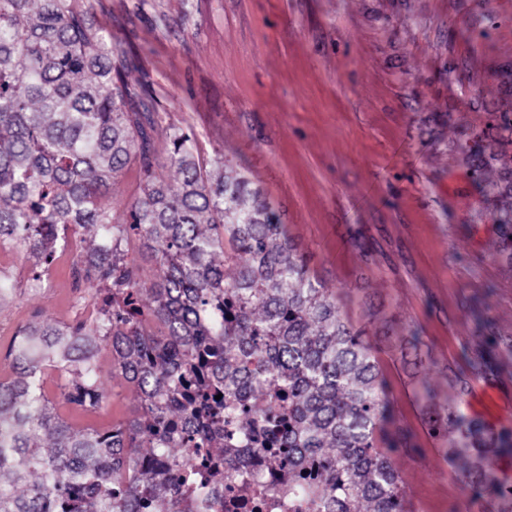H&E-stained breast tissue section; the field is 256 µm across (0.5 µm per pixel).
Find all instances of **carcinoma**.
Returning a JSON list of instances; mask_svg holds the SVG:
<instances>
[{
    "label": "carcinoma",
    "instance_id": "1",
    "mask_svg": "<svg viewBox=\"0 0 512 512\" xmlns=\"http://www.w3.org/2000/svg\"><path fill=\"white\" fill-rule=\"evenodd\" d=\"M159 109L140 56L75 0H0V246L34 261L39 288L79 234L88 251L76 278L94 286L85 304L94 314L27 326L9 345L0 512H175L183 491L243 478L238 444L259 423L269 424L263 451L288 474L276 492L293 512H404L391 454L414 445L379 366L385 349L460 480L486 490L495 512H512L495 468L512 455V430L462 411L468 379L432 383L431 348L376 289L361 299L371 330L346 319L279 211L224 155L204 165L192 137L172 129L176 176H159ZM455 150L497 224L493 256L512 269V113H487ZM131 164L141 195L111 215L99 200ZM132 236L154 252L149 287L122 250ZM15 291L0 270V307ZM101 341L138 403L107 430L76 428L58 408L103 411ZM467 364L471 377L486 374L482 345ZM191 448L222 454L224 469L187 466ZM155 467L173 484L147 493Z\"/></svg>",
    "mask_w": 512,
    "mask_h": 512
}]
</instances>
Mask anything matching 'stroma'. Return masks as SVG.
Instances as JSON below:
<instances>
[{
	"mask_svg": "<svg viewBox=\"0 0 512 512\" xmlns=\"http://www.w3.org/2000/svg\"><path fill=\"white\" fill-rule=\"evenodd\" d=\"M121 48L139 51L158 113L155 166L172 177L166 134H190L204 161L223 154L279 208L312 274L361 321V298H392L437 360L477 342L469 305L486 297L500 339L490 374L462 403L491 396L512 427V269L492 257L496 227L454 150L489 112L512 113V0H89ZM79 260L56 262L48 287L31 264L6 270L16 298L0 309V361L11 332L84 313ZM415 452L395 456L405 512H489L438 451L408 377L379 356ZM104 426L136 404L99 345Z\"/></svg>",
	"mask_w": 512,
	"mask_h": 512,
	"instance_id": "1",
	"label": "stroma"
}]
</instances>
